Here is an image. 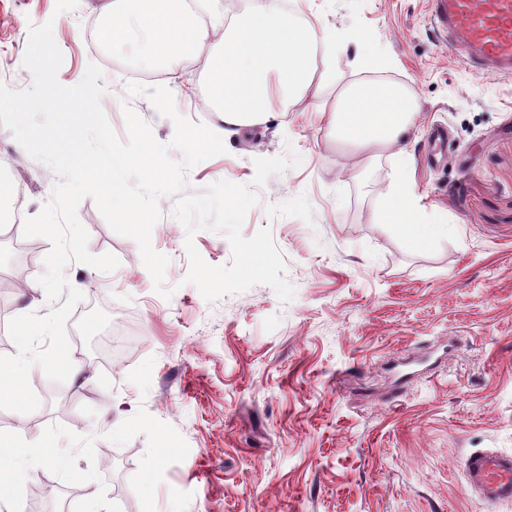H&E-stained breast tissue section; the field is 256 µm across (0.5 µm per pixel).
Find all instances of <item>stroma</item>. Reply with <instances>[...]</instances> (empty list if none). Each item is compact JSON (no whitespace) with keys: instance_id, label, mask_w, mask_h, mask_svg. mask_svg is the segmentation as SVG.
I'll return each instance as SVG.
<instances>
[{"instance_id":"stroma-1","label":"stroma","mask_w":512,"mask_h":512,"mask_svg":"<svg viewBox=\"0 0 512 512\" xmlns=\"http://www.w3.org/2000/svg\"><path fill=\"white\" fill-rule=\"evenodd\" d=\"M100 0L56 14V0H0V84L28 88L30 25L53 22L73 86L88 64L107 88L101 106L120 141L125 108L170 142L173 122L126 85H163L182 117L217 129L208 94L209 51L147 66L102 49L92 33ZM318 35L359 34L347 50L318 52L303 99L225 140L224 154L186 174L188 190L252 184L257 157L302 162L257 189L244 237L270 227L295 295L283 303L257 285L209 303L186 283V240L203 259L230 262L227 237L188 236L175 197L159 201L151 244L169 257L170 299L155 290L139 246L116 234L92 198L78 207L88 250L115 255L102 272L64 269L84 298L66 323L74 369L62 383L29 375L40 400L29 414L0 410L13 448L0 478L20 490L11 512H512L467 489L472 452H512V74L486 77L449 56L428 0H287ZM382 50L386 66L360 54ZM411 86L419 115L399 148L374 159L336 142L324 108L347 87ZM448 128L441 163L428 130ZM406 171L427 217L448 235L415 250L376 208ZM0 127V283L51 245L13 236L16 215L37 216L56 184ZM44 289L14 292L0 313V355L17 347L6 326L47 314Z\"/></svg>"}]
</instances>
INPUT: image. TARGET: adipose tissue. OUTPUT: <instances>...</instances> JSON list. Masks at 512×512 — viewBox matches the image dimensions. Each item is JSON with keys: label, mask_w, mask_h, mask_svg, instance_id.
<instances>
[{"label": "adipose tissue", "mask_w": 512, "mask_h": 512, "mask_svg": "<svg viewBox=\"0 0 512 512\" xmlns=\"http://www.w3.org/2000/svg\"><path fill=\"white\" fill-rule=\"evenodd\" d=\"M96 37L116 51L137 44L139 57L172 65L206 46L207 30L187 0H101ZM348 38L317 36L307 25L287 18L279 0H246L242 17L230 22L215 45L209 72V94L224 119V134L268 122L274 105L298 101L313 77L318 45L346 49ZM418 114L412 88L367 92L347 88L327 115L337 141L362 150L390 149L404 141ZM393 225L406 243L423 248L446 233L443 224L427 220L407 178L386 192L376 214Z\"/></svg>", "instance_id": "1"}]
</instances>
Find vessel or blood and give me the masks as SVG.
Masks as SVG:
<instances>
[{
    "mask_svg": "<svg viewBox=\"0 0 512 512\" xmlns=\"http://www.w3.org/2000/svg\"><path fill=\"white\" fill-rule=\"evenodd\" d=\"M436 29L472 71L512 72V0H431ZM467 488L486 504L512 503V453L479 450L464 463Z\"/></svg>",
    "mask_w": 512,
    "mask_h": 512,
    "instance_id": "b4317fda",
    "label": "vessel or blood"
}]
</instances>
